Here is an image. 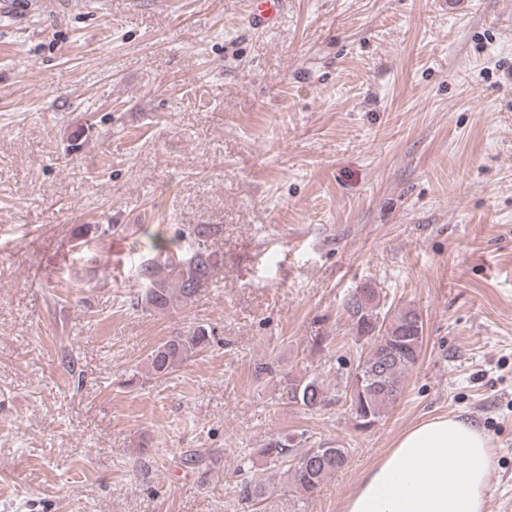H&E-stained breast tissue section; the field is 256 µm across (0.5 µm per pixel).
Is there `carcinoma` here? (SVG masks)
Instances as JSON below:
<instances>
[{"mask_svg": "<svg viewBox=\"0 0 512 512\" xmlns=\"http://www.w3.org/2000/svg\"><path fill=\"white\" fill-rule=\"evenodd\" d=\"M221 232L217 226L200 224L191 231L165 236L146 225L140 226V240L134 248L142 252L137 276L144 288L134 304L149 313L176 311L194 303L211 274L210 257L204 240ZM344 315L350 342L368 345L358 354L355 367L336 382V394L320 376L308 374L290 378L281 397L290 407L317 412L343 402L358 429L378 423L404 392L406 380L417 365L424 338L421 312L411 306L393 311L381 304V292L364 283L348 294ZM214 329L196 325L179 332L156 346L145 361V370L155 378L172 373L177 367L208 348ZM293 434L276 435L265 443L261 453L273 464H281L283 483L301 493H313L348 460V449L304 448ZM242 501L255 504L269 492L270 482L245 477L237 485Z\"/></svg>", "mask_w": 512, "mask_h": 512, "instance_id": "obj_1", "label": "carcinoma"}]
</instances>
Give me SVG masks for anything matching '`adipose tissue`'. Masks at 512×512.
<instances>
[{
    "mask_svg": "<svg viewBox=\"0 0 512 512\" xmlns=\"http://www.w3.org/2000/svg\"><path fill=\"white\" fill-rule=\"evenodd\" d=\"M493 454L465 417L425 419L365 472L343 512H484Z\"/></svg>",
    "mask_w": 512,
    "mask_h": 512,
    "instance_id": "ef3b65f1",
    "label": "adipose tissue"
}]
</instances>
